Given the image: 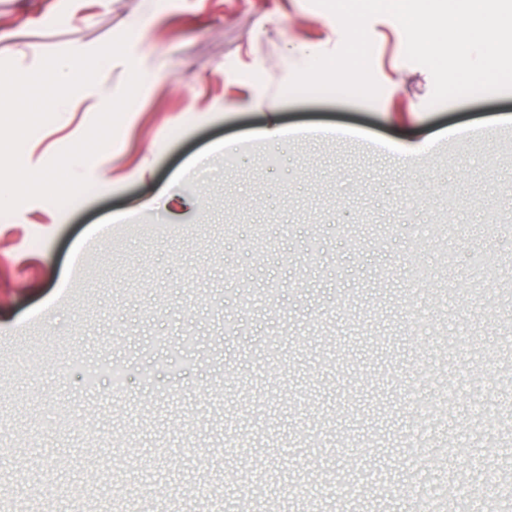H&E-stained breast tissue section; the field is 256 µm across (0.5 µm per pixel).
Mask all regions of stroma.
I'll list each match as a JSON object with an SVG mask.
<instances>
[{
    "label": "stroma",
    "instance_id": "stroma-1",
    "mask_svg": "<svg viewBox=\"0 0 512 512\" xmlns=\"http://www.w3.org/2000/svg\"><path fill=\"white\" fill-rule=\"evenodd\" d=\"M374 105L285 100L295 69L336 51L311 0H0V59L24 71L131 32L145 79L78 206L0 216V501L74 512H300L301 485L345 486L318 512H412L443 474L424 441L466 435L499 477L512 408L496 353L512 317V93L427 110L430 72L374 17ZM128 77L119 60L25 143L38 169ZM283 135L261 139L269 113ZM448 215V240L435 233ZM431 274L414 284L411 257ZM124 404L114 409V390ZM455 389L424 429L421 405ZM480 401L482 421L467 408Z\"/></svg>",
    "mask_w": 512,
    "mask_h": 512
}]
</instances>
